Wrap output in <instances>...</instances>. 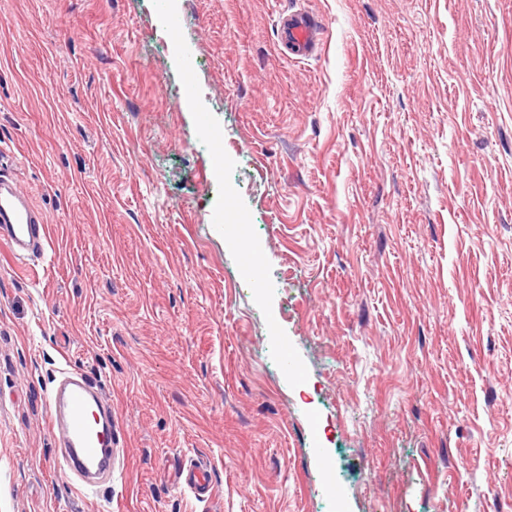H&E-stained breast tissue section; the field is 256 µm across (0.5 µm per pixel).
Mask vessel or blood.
Here are the masks:
<instances>
[{
  "label": "vessel or blood",
  "instance_id": "obj_1",
  "mask_svg": "<svg viewBox=\"0 0 512 512\" xmlns=\"http://www.w3.org/2000/svg\"><path fill=\"white\" fill-rule=\"evenodd\" d=\"M281 44L292 56L306 58L316 52L321 27L302 9L289 11L280 23ZM44 214L11 174L0 170V241L12 255L26 258L43 253L48 242ZM50 424L61 440L64 468L73 475L81 493L97 491L112 480V413L85 376L75 370L61 372L49 395ZM181 486L202 496L209 492L206 466L181 470Z\"/></svg>",
  "mask_w": 512,
  "mask_h": 512
}]
</instances>
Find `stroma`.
<instances>
[{
  "label": "stroma",
  "instance_id": "stroma-1",
  "mask_svg": "<svg viewBox=\"0 0 512 512\" xmlns=\"http://www.w3.org/2000/svg\"><path fill=\"white\" fill-rule=\"evenodd\" d=\"M0 165L48 235L0 242V512L512 505V0H0ZM66 366L116 420L90 497ZM281 44L296 58L314 54L321 41V27L314 15L301 8L288 11L280 23ZM50 424L61 440L63 467L84 494L112 484V412L85 376L60 373L49 395ZM90 416L93 422L90 421ZM178 479L180 485L187 488L196 497L205 495L210 491L208 471L205 465L200 464L187 470L182 468Z\"/></svg>",
  "mask_w": 512,
  "mask_h": 512
}]
</instances>
